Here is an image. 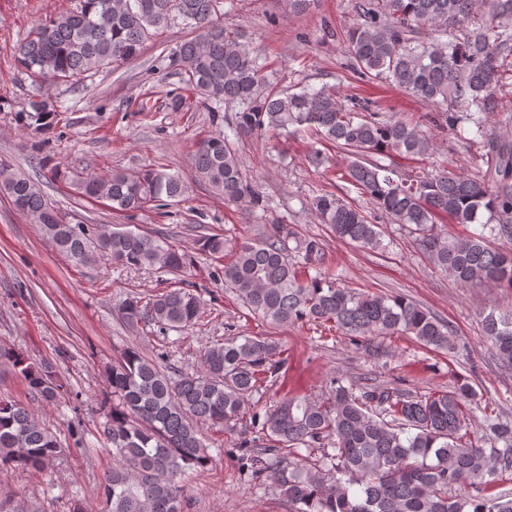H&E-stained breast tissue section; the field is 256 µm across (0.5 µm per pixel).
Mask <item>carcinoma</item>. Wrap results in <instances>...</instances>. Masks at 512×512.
<instances>
[{"label":"carcinoma","mask_w":512,"mask_h":512,"mask_svg":"<svg viewBox=\"0 0 512 512\" xmlns=\"http://www.w3.org/2000/svg\"><path fill=\"white\" fill-rule=\"evenodd\" d=\"M356 23L346 51L370 80L411 97L444 105L425 121L371 109L357 98L347 106L326 88L298 92L271 86L267 63L244 33L214 20L224 0H77L75 7L37 25L17 49L21 72L38 87L48 81L84 85L88 77L138 59L146 41L174 24L191 36L172 53L183 90L211 112L239 110L228 132L202 140L193 156L196 178L224 201L251 210L266 201L244 176L230 136L256 130L313 138L307 156L327 161L317 145L332 143L350 157L348 182L373 210L409 224L434 265L470 285L512 287V254L492 249L487 234L512 237V137L493 129L503 111L504 79H512V0H356ZM63 104L32 100L18 110L23 126L48 132ZM430 125L486 148L485 169L474 177L422 167L401 169L393 156L428 154ZM77 194L121 212L139 211L189 192L164 167L115 170L107 179L67 176ZM0 194L39 225L42 234L79 265L105 253L126 268L162 269L176 277L191 257L177 246L130 228L74 234L41 185L0 162ZM334 236L359 247H381V231L363 208L328 191L309 204ZM477 224L470 234L448 236L443 224ZM224 237L196 239L195 249L224 257ZM325 248L291 224H271L254 242L233 250L221 268L224 288L253 314L275 326L330 323L351 341L411 336L438 352L455 348L448 323L402 295L340 287L324 269ZM122 316L167 333L198 324L201 304L184 288L145 297L133 293ZM485 334L501 363L512 366V314L484 317ZM271 336L233 335L206 347L200 368L171 373L167 346L148 358L128 347L106 370L110 397L101 418L103 448L112 466L103 475L102 512H183L185 478L214 462L201 427L234 428L249 417L236 447L242 465L265 474L293 512H512V493L486 487L512 471V422L487 417L493 445L467 439L476 395L467 380L447 390L412 395L395 387H360L338 380L326 397L288 398L265 413L246 414L250 400L285 364ZM0 365L25 379L31 399L50 405L64 385L49 360L0 344ZM66 452L29 405L0 396V470L41 474ZM0 512H43L23 498L0 499Z\"/></svg>","instance_id":"obj_1"}]
</instances>
